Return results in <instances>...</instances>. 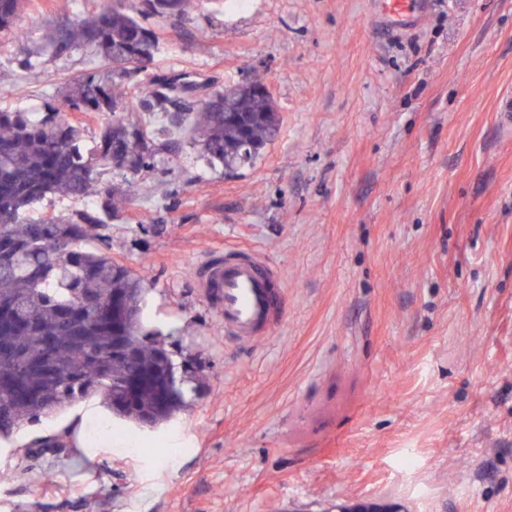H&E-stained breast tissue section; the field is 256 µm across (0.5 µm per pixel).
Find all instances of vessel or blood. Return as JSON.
Listing matches in <instances>:
<instances>
[{
  "label": "vessel or blood",
  "mask_w": 512,
  "mask_h": 512,
  "mask_svg": "<svg viewBox=\"0 0 512 512\" xmlns=\"http://www.w3.org/2000/svg\"><path fill=\"white\" fill-rule=\"evenodd\" d=\"M200 286L217 296L225 334L257 341L278 326L285 314L281 275L258 252H232L223 262L203 261Z\"/></svg>",
  "instance_id": "vessel-or-blood-1"
}]
</instances>
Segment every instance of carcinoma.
Segmentation results:
<instances>
[{
	"label": "carcinoma",
	"instance_id": "cac0c4a2",
	"mask_svg": "<svg viewBox=\"0 0 512 512\" xmlns=\"http://www.w3.org/2000/svg\"><path fill=\"white\" fill-rule=\"evenodd\" d=\"M21 4L0 0V29L12 25ZM188 8V0H143L134 14L123 0H112L111 8L91 18L47 29L19 65L32 76L43 55L62 56L82 45L111 63L112 74L131 79L158 53L149 19L182 16ZM109 81L89 73L65 99L74 110L111 113L92 146L85 128L61 120L51 105L39 116L0 112V436L94 396L113 417L142 428L161 426L189 405L195 376L175 363L173 351L145 328L142 315L115 322L101 310L114 295L142 310L143 277L79 243L107 223L120 202L112 175L153 166L156 147L197 146L231 173L253 159L243 154L232 116L247 118L250 140L260 149L278 130L277 109L257 91L259 80L194 100L174 81L151 77L139 83L135 101L112 94ZM226 104L234 115L224 116ZM134 109L148 116L151 130L125 122L124 113ZM49 194L101 202L75 218L25 221L29 208ZM119 336L135 346V356L112 355ZM136 373L151 382L130 398L124 381ZM65 455L63 442L41 439L27 449L26 465L4 477L46 479L44 462Z\"/></svg>",
	"mask_w": 512,
	"mask_h": 512
}]
</instances>
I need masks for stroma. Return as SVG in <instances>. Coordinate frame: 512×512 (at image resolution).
Wrapping results in <instances>:
<instances>
[{"mask_svg":"<svg viewBox=\"0 0 512 512\" xmlns=\"http://www.w3.org/2000/svg\"><path fill=\"white\" fill-rule=\"evenodd\" d=\"M152 20L148 75L194 98L261 78L278 136L234 175L183 146L124 183L95 245L144 278V323L204 376L166 426L88 447L79 406L0 441V473L44 438L52 480H0V512H512V0H190ZM110 0H24L0 30V108L65 106L99 61L23 43ZM253 249L285 279L266 338L224 332L200 261Z\"/></svg>","mask_w":512,"mask_h":512,"instance_id":"35a3bbf8","label":"stroma"}]
</instances>
